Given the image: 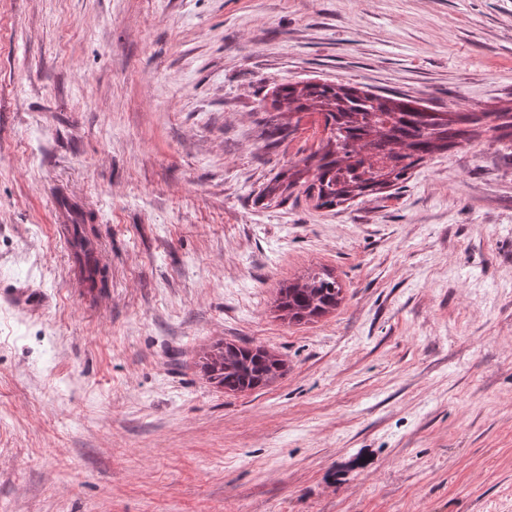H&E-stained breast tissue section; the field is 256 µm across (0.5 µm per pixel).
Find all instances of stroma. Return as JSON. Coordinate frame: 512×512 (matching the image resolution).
Masks as SVG:
<instances>
[{
    "label": "stroma",
    "mask_w": 512,
    "mask_h": 512,
    "mask_svg": "<svg viewBox=\"0 0 512 512\" xmlns=\"http://www.w3.org/2000/svg\"><path fill=\"white\" fill-rule=\"evenodd\" d=\"M324 82L510 108L512 0H0V512H512V140L321 207L269 120ZM219 342L287 372L225 394ZM95 218L92 214L85 216L83 223L73 224V233L71 238V246L78 263H81L82 256L87 259L86 275L84 282L87 288L91 290L95 288H106L107 276L105 271L97 266L88 263L89 254L92 246L95 244L96 229L94 227ZM91 223V224H90ZM280 307L290 321L307 322L336 309L341 288L336 279L314 273L306 280L288 285L280 291Z\"/></svg>",
    "instance_id": "obj_1"
}]
</instances>
